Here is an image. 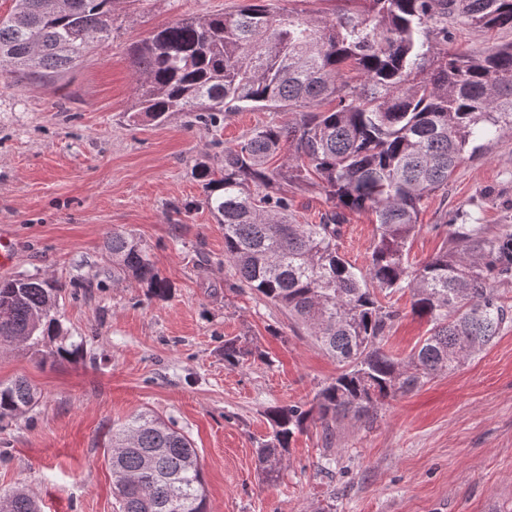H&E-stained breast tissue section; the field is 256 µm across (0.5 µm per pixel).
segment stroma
Returning a JSON list of instances; mask_svg holds the SVG:
<instances>
[{
  "label": "stroma",
  "instance_id": "stroma-1",
  "mask_svg": "<svg viewBox=\"0 0 512 512\" xmlns=\"http://www.w3.org/2000/svg\"><path fill=\"white\" fill-rule=\"evenodd\" d=\"M243 0H114L112 38L56 85L19 84L0 72V232L16 245L0 280L22 274L65 283V340L82 358L41 362L0 352V381L25 378L36 405L0 422V492L22 490L42 512H113L107 447L113 424L150 409L192 439L210 512H512V322L483 352L421 388L397 395L376 420L342 418L332 441L318 421L296 434L277 483L257 452L266 412L312 406L339 371L287 311L239 285L224 260V228L204 203L198 163L221 165L225 148L287 112L225 113L218 127L175 112L157 123L132 114L130 49L168 23L232 13ZM449 49L512 42V29L483 31L453 20ZM297 223H318L333 200L318 185L277 178ZM408 243L417 267L449 224L512 233V129L465 152L447 189L430 193ZM132 233L172 292L112 278V231ZM375 217L350 213L340 252L365 268ZM400 313L386 348L407 357L428 325L409 290L380 293ZM252 349L224 360V342ZM330 471H323V464Z\"/></svg>",
  "mask_w": 512,
  "mask_h": 512
}]
</instances>
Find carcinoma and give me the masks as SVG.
<instances>
[{
	"mask_svg": "<svg viewBox=\"0 0 512 512\" xmlns=\"http://www.w3.org/2000/svg\"><path fill=\"white\" fill-rule=\"evenodd\" d=\"M366 9L315 21L301 12L246 0L234 13L186 17L132 48L133 111L152 121L191 112L215 126L226 112L282 110L295 118L254 129L224 150V166L195 169L204 202L224 225V260L238 280L301 322L340 372L314 406L267 410L271 439L259 449L268 483L279 481L294 435L317 419L330 441L339 419L372 420L386 400L455 369L489 345L508 319L490 280L512 279V237L480 224H454L443 247L419 267L407 243L421 202L448 185L461 156L492 130L512 127V44L448 52V20L511 28L512 0H363ZM112 0H14L0 18V67L22 81L49 83L112 36ZM287 148L297 186L315 173L336 209L297 224L285 196L271 191L270 157ZM377 219L365 270L339 252L345 211ZM112 279L171 292L136 237L107 241ZM408 288L411 313L430 326L406 358L385 349L399 312L375 291ZM64 285L37 275L0 281V348L75 359L82 345L47 343L62 332ZM248 351L224 342V361ZM37 402L26 381L0 382V421ZM114 512H209L197 449L174 423L142 411L112 427ZM0 512H41L16 491Z\"/></svg>",
	"mask_w": 512,
	"mask_h": 512,
	"instance_id": "carcinoma-1",
	"label": "carcinoma"
}]
</instances>
